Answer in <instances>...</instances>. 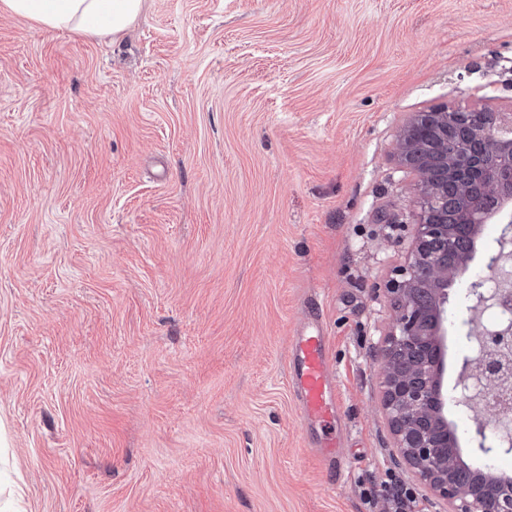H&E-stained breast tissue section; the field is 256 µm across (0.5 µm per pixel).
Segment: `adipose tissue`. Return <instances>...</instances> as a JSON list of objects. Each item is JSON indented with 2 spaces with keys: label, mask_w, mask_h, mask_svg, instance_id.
Listing matches in <instances>:
<instances>
[{
  "label": "adipose tissue",
  "mask_w": 512,
  "mask_h": 512,
  "mask_svg": "<svg viewBox=\"0 0 512 512\" xmlns=\"http://www.w3.org/2000/svg\"><path fill=\"white\" fill-rule=\"evenodd\" d=\"M143 0H0V11L50 31L119 36L140 17Z\"/></svg>",
  "instance_id": "1"
}]
</instances>
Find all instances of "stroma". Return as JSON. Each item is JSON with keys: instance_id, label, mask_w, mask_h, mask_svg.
<instances>
[{"instance_id": "1", "label": "stroma", "mask_w": 512, "mask_h": 512, "mask_svg": "<svg viewBox=\"0 0 512 512\" xmlns=\"http://www.w3.org/2000/svg\"><path fill=\"white\" fill-rule=\"evenodd\" d=\"M443 106L512 110V0H145L117 39L0 14V471L27 512H390L364 496L390 476L434 512L373 354L412 248L395 141ZM501 231L449 292L448 384ZM312 295L339 483L288 385Z\"/></svg>"}]
</instances>
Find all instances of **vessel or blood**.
<instances>
[{
	"label": "vessel or blood",
	"mask_w": 512,
	"mask_h": 512,
	"mask_svg": "<svg viewBox=\"0 0 512 512\" xmlns=\"http://www.w3.org/2000/svg\"><path fill=\"white\" fill-rule=\"evenodd\" d=\"M308 326L291 340L288 377L302 416L317 438V452L333 477L343 479L338 399L334 393L331 340L318 311H311Z\"/></svg>",
	"instance_id": "obj_1"
}]
</instances>
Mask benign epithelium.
<instances>
[{"mask_svg": "<svg viewBox=\"0 0 512 512\" xmlns=\"http://www.w3.org/2000/svg\"><path fill=\"white\" fill-rule=\"evenodd\" d=\"M467 126V143L448 154V127ZM512 127L511 112L432 109L414 113L401 127L396 150L400 164L415 175L412 189L416 212L413 248L394 266L384 292L393 303L394 318L379 350L382 406L394 445L413 479L425 486L438 512H512V481L488 472L485 485H468L458 473L448 447V402L468 406L475 394L512 382V317L496 329H475L481 350L466 361L453 388L444 383L448 333V288L468 266L466 235L477 236L488 222L484 203L473 199L478 184L485 196L512 201V136L497 131ZM460 202L471 222L460 229L440 219L448 206Z\"/></svg>", "mask_w": 512, "mask_h": 512, "instance_id": "obj_1", "label": "benign epithelium"}]
</instances>
